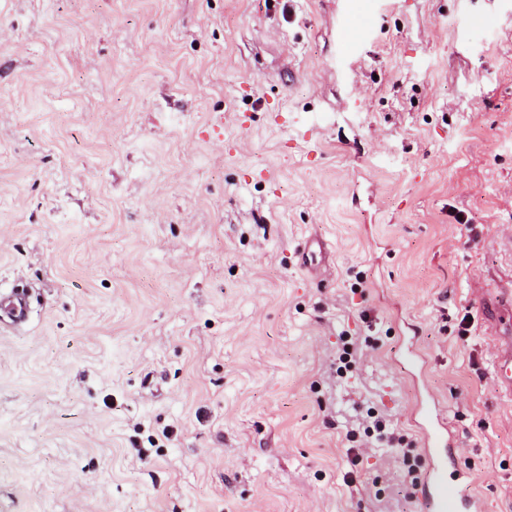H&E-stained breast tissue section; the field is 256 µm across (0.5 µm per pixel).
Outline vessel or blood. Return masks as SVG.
<instances>
[{"label":"vessel or blood","mask_w":512,"mask_h":512,"mask_svg":"<svg viewBox=\"0 0 512 512\" xmlns=\"http://www.w3.org/2000/svg\"><path fill=\"white\" fill-rule=\"evenodd\" d=\"M24 296L12 292L0 298V313L13 322L26 319ZM430 466L423 478L424 492L420 498L422 512H478L477 502L462 495L448 479V426L441 415L429 413L419 424Z\"/></svg>","instance_id":"vessel-or-blood-1"}]
</instances>
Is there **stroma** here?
<instances>
[{"label": "stroma", "instance_id": "35a3bbf8", "mask_svg": "<svg viewBox=\"0 0 512 512\" xmlns=\"http://www.w3.org/2000/svg\"><path fill=\"white\" fill-rule=\"evenodd\" d=\"M0 286V512H512V0H0ZM1 312L13 322L21 323L26 319L27 302L24 296L11 291L1 299ZM430 466L423 478L424 492L420 498L423 512H477V502L462 495L448 481V426L440 414L427 413L419 423Z\"/></svg>", "mask_w": 512, "mask_h": 512}]
</instances>
